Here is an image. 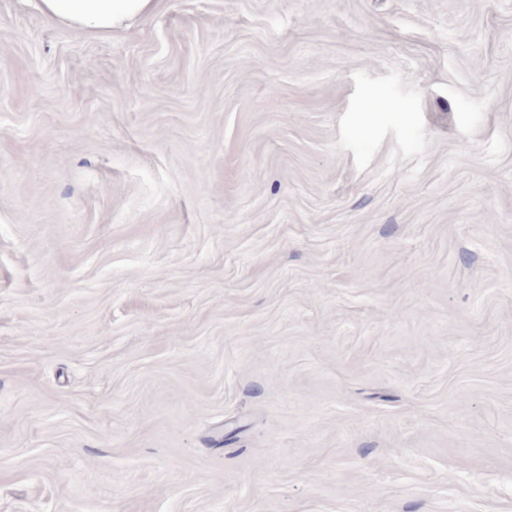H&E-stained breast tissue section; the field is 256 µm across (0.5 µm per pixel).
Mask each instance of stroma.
<instances>
[{
  "label": "stroma",
  "mask_w": 512,
  "mask_h": 512,
  "mask_svg": "<svg viewBox=\"0 0 512 512\" xmlns=\"http://www.w3.org/2000/svg\"><path fill=\"white\" fill-rule=\"evenodd\" d=\"M0 512H512V0H0ZM160 0H39L46 21L79 29L91 37L106 38L129 22L146 19Z\"/></svg>",
  "instance_id": "stroma-1"
}]
</instances>
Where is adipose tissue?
Returning a JSON list of instances; mask_svg holds the SVG:
<instances>
[{"mask_svg": "<svg viewBox=\"0 0 512 512\" xmlns=\"http://www.w3.org/2000/svg\"><path fill=\"white\" fill-rule=\"evenodd\" d=\"M158 6L159 0H39V10L49 23L99 38L148 18Z\"/></svg>", "mask_w": 512, "mask_h": 512, "instance_id": "adipose-tissue-1", "label": "adipose tissue"}]
</instances>
